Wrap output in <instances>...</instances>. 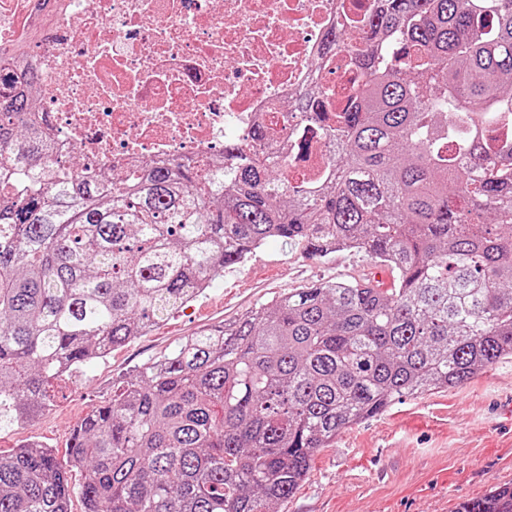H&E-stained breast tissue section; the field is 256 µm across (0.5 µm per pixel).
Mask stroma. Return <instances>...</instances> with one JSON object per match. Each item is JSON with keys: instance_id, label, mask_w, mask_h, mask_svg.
Returning <instances> with one entry per match:
<instances>
[{"instance_id": "stroma-1", "label": "stroma", "mask_w": 512, "mask_h": 512, "mask_svg": "<svg viewBox=\"0 0 512 512\" xmlns=\"http://www.w3.org/2000/svg\"><path fill=\"white\" fill-rule=\"evenodd\" d=\"M357 252L325 258L278 239L225 270L207 291L147 333L55 383V398L31 420L0 430V453L36 442L64 457L74 430L142 365L197 332L319 281L366 277ZM512 359L467 384L394 402L341 432L279 512H453L464 500L512 485Z\"/></svg>"}]
</instances>
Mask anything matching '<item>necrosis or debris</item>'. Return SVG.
Segmentation results:
<instances>
[{
	"label": "necrosis or debris",
	"instance_id": "4bbe7bcc",
	"mask_svg": "<svg viewBox=\"0 0 512 512\" xmlns=\"http://www.w3.org/2000/svg\"><path fill=\"white\" fill-rule=\"evenodd\" d=\"M0 0V69L36 73L34 121L52 160L121 179L134 164L220 157L256 124L270 156L291 138L289 175L329 157L326 136L301 123L299 93L347 86L350 56L328 33L375 0Z\"/></svg>",
	"mask_w": 512,
	"mask_h": 512
}]
</instances>
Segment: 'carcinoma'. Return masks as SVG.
Returning <instances> with one entry per match:
<instances>
[{"mask_svg": "<svg viewBox=\"0 0 512 512\" xmlns=\"http://www.w3.org/2000/svg\"><path fill=\"white\" fill-rule=\"evenodd\" d=\"M363 23V51L327 35L357 59L354 92L295 103L333 152L299 183L257 125L222 159L104 185L50 158L34 76L0 73V427L267 240L392 276L294 288L189 337L83 419L66 462L1 454L0 512H70L75 494L85 512H278L343 429L512 359V0H378ZM454 512H512V485Z\"/></svg>", "mask_w": 512, "mask_h": 512, "instance_id": "carcinoma-1", "label": "carcinoma"}]
</instances>
